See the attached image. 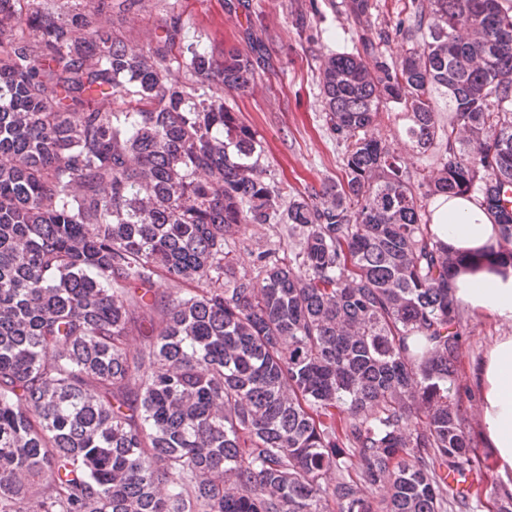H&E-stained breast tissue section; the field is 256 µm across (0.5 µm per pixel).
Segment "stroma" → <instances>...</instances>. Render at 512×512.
<instances>
[{"mask_svg": "<svg viewBox=\"0 0 512 512\" xmlns=\"http://www.w3.org/2000/svg\"><path fill=\"white\" fill-rule=\"evenodd\" d=\"M343 0H249V7L227 13L220 0H184L195 35L239 52L250 53L261 38L269 66L247 92L224 90V104L251 126L265 146L269 168L283 194L320 186L343 175L344 148L331 130L324 107L320 65L330 55L354 52L357 29ZM154 7L114 19L128 46H145L155 28ZM406 118L393 106L383 107L372 128L404 160L414 181L432 169L430 156L417 153L402 133ZM237 274L251 273L258 252L286 250L282 225L245 224L235 237ZM466 340L457 362L459 383H469L487 349L507 328L490 313L463 310Z\"/></svg>", "mask_w": 512, "mask_h": 512, "instance_id": "1", "label": "stroma"}]
</instances>
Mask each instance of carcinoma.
<instances>
[{
    "label": "carcinoma",
    "mask_w": 512,
    "mask_h": 512,
    "mask_svg": "<svg viewBox=\"0 0 512 512\" xmlns=\"http://www.w3.org/2000/svg\"><path fill=\"white\" fill-rule=\"evenodd\" d=\"M31 2L0 0V512H512L464 428L463 258L425 203L479 195L512 266V8L405 0L389 60L345 0L356 52L321 65L343 175L285 204L214 95L250 88L262 42L190 38L156 0L131 50L113 17L145 0ZM388 103L433 154L417 185L369 134ZM244 224L299 249L237 277Z\"/></svg>",
    "instance_id": "carcinoma-1"
}]
</instances>
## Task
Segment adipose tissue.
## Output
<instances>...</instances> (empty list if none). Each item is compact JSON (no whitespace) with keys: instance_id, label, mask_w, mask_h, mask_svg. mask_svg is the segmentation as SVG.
Masks as SVG:
<instances>
[{"instance_id":"adipose-tissue-1","label":"adipose tissue","mask_w":512,"mask_h":512,"mask_svg":"<svg viewBox=\"0 0 512 512\" xmlns=\"http://www.w3.org/2000/svg\"><path fill=\"white\" fill-rule=\"evenodd\" d=\"M432 209L436 239L463 256L483 253L498 238L497 226L476 197L440 195ZM453 286L459 305L491 312L511 327L487 350L473 385L479 393L481 440L512 491V267L491 270L467 265L458 269Z\"/></svg>"}]
</instances>
